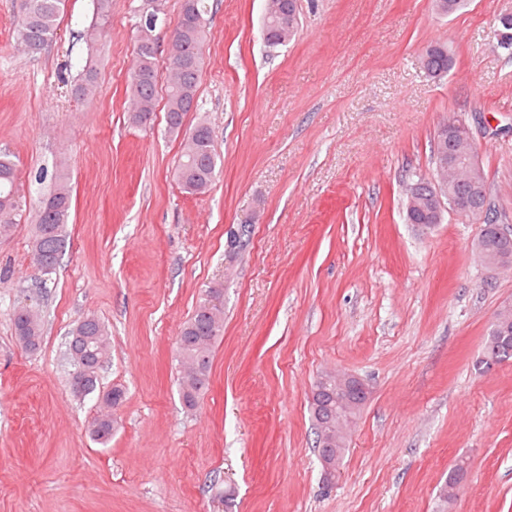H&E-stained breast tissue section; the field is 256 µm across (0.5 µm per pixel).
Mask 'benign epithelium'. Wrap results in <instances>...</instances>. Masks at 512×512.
I'll return each mask as SVG.
<instances>
[{
	"instance_id": "7a95c632",
	"label": "benign epithelium",
	"mask_w": 512,
	"mask_h": 512,
	"mask_svg": "<svg viewBox=\"0 0 512 512\" xmlns=\"http://www.w3.org/2000/svg\"><path fill=\"white\" fill-rule=\"evenodd\" d=\"M471 140L469 131L462 127L457 129L443 123L437 132V140L442 144V151L437 165L434 166L435 176L428 183H414L408 186L406 193L407 212H422L429 217V223L420 224L418 228L430 230L441 223L444 213L450 210L460 215H476L483 217L487 213V203L471 194L470 187L482 175L481 165L468 163L459 165L454 157L459 149V141ZM476 257L483 264L494 268L512 266V253L507 252L497 258L487 254L483 245L482 232H477L473 241ZM336 382V415L328 416L319 421L321 440L324 450L320 461L327 482L331 483L338 474L335 459L328 448L347 436L353 419L351 409L356 397L368 392L360 379L345 373L332 372L323 375L317 381L314 393H319L330 382Z\"/></svg>"
}]
</instances>
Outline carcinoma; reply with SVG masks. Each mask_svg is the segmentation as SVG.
<instances>
[{
	"mask_svg": "<svg viewBox=\"0 0 512 512\" xmlns=\"http://www.w3.org/2000/svg\"><path fill=\"white\" fill-rule=\"evenodd\" d=\"M65 0H19V10L27 14L26 22H17V41L31 55L41 53L52 41L57 21ZM206 6L204 0H183L175 30L174 40L180 65L178 72L166 86L165 124L170 135L182 136V151L174 170L181 189L189 194H202L209 190L215 177L217 155L211 128L198 122L181 134L188 113L198 109L197 92L201 72L193 65L195 54L203 51L207 39ZM157 18H147L141 26L145 33L136 49V65L131 77L130 93L135 102L132 120L143 123L142 113L156 111L157 68L156 44L153 35ZM430 66L448 74V47L437 45L429 60ZM97 92V76L86 70L82 82L73 93L83 99H91ZM16 163L12 155L0 153V236L10 233L15 224ZM72 203L69 174L58 170L52 175V187L39 202L33 236L32 260L41 272V283L51 280L60 265L65 248L64 227L67 224ZM210 300L202 299L191 318L181 328L176 342L180 366L178 388L181 402L188 409L195 408L209 385L212 353L223 328L222 310L209 307ZM14 336L28 351H36L43 340V321L30 306H19L11 314ZM111 349V340L105 325L94 316L79 319L69 332L67 356L73 366L71 389L74 395L85 397L98 393V398L110 407H117L125 400V389L101 387V369ZM495 355L499 363L512 359V327L504 332L492 325L486 339L483 356ZM336 391L327 388L311 404L313 419L329 414L334 405ZM115 422L109 415L96 416L89 425L92 440L106 446L112 440Z\"/></svg>",
	"mask_w": 512,
	"mask_h": 512,
	"instance_id": "obj_1",
	"label": "carcinoma"
}]
</instances>
